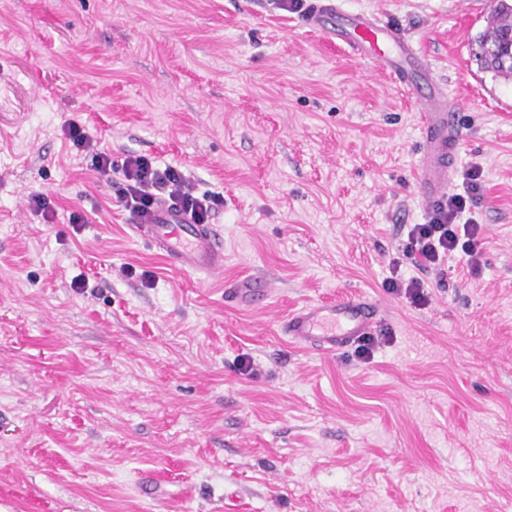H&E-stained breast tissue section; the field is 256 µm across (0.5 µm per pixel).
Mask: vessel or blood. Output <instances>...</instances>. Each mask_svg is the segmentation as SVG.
Returning <instances> with one entry per match:
<instances>
[{"label":"vessel or blood","mask_w":512,"mask_h":512,"mask_svg":"<svg viewBox=\"0 0 512 512\" xmlns=\"http://www.w3.org/2000/svg\"><path fill=\"white\" fill-rule=\"evenodd\" d=\"M307 19L311 25L356 55L372 60L395 82L409 87L422 64L412 44L395 28L371 14L346 13L336 0H313ZM421 110L423 157L417 168V185L426 199L448 190L451 158L459 142L456 114L444 90L431 85L429 94H416ZM171 265L212 275L224 269V243L220 232L208 224H194L181 213L162 208L154 224L138 225ZM379 308L367 298H346L304 306L283 324L286 336L298 345L332 353L372 333Z\"/></svg>","instance_id":"1"}]
</instances>
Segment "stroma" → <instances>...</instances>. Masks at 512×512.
<instances>
[{"label":"stroma","instance_id":"stroma-1","mask_svg":"<svg viewBox=\"0 0 512 512\" xmlns=\"http://www.w3.org/2000/svg\"><path fill=\"white\" fill-rule=\"evenodd\" d=\"M489 4L342 0L457 101L449 192L482 171L479 266L403 261L413 304L383 283L427 220L419 115L371 61L274 0H0V512H512V80L473 55ZM73 123L116 169L145 155L220 198L222 275L137 235ZM262 281L271 299L225 304ZM355 295L380 305L367 360L280 331ZM68 137L76 149L91 154V162L95 170L102 174L112 171L111 157L104 151L94 150V141L84 129L73 123L68 128Z\"/></svg>","mask_w":512,"mask_h":512}]
</instances>
